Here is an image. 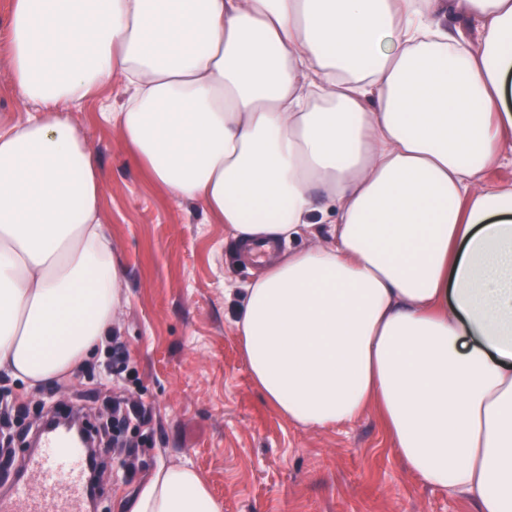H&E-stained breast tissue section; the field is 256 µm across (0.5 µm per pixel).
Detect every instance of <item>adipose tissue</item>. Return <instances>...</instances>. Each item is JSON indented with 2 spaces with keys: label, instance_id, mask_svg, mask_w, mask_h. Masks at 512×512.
<instances>
[{
  "label": "adipose tissue",
  "instance_id": "adipose-tissue-1",
  "mask_svg": "<svg viewBox=\"0 0 512 512\" xmlns=\"http://www.w3.org/2000/svg\"><path fill=\"white\" fill-rule=\"evenodd\" d=\"M460 18L449 27V15ZM0 122V370L63 380L123 306L104 112L169 196L272 257L234 288L254 384L322 429L376 407L435 490L512 512V0H14ZM159 467L131 512H223ZM11 4L12 0H0V120L19 122L25 118L30 107L12 89L8 38Z\"/></svg>",
  "mask_w": 512,
  "mask_h": 512
}]
</instances>
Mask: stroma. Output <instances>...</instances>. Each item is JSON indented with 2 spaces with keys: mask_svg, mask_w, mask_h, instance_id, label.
I'll return each mask as SVG.
<instances>
[{
  "mask_svg": "<svg viewBox=\"0 0 512 512\" xmlns=\"http://www.w3.org/2000/svg\"><path fill=\"white\" fill-rule=\"evenodd\" d=\"M11 4L0 0V120L18 122L28 106L12 89ZM122 101L115 81L69 113L104 184L102 222L126 294L115 329L138 371L134 396L154 409L152 424L135 433L144 442L136 479L125 483L117 460L107 459L99 512H127L156 468L171 464L201 473L224 512H476L468 495L440 493L407 468L375 408L309 429L264 399L235 335V302L224 296L258 267L201 204L174 200L150 181L101 116L103 105ZM106 394L79 371L38 390L0 372V400L30 409L14 424L15 441L0 437V451L18 464L28 457L18 437L34 430L44 403L82 408L99 427Z\"/></svg>",
  "mask_w": 512,
  "mask_h": 512,
  "instance_id": "obj_1",
  "label": "stroma"
}]
</instances>
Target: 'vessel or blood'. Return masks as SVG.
Instances as JSON below:
<instances>
[{"label": "vessel or blood", "instance_id": "vessel-or-blood-1", "mask_svg": "<svg viewBox=\"0 0 512 512\" xmlns=\"http://www.w3.org/2000/svg\"><path fill=\"white\" fill-rule=\"evenodd\" d=\"M85 453L61 436H42L24 476L0 496V512H85Z\"/></svg>", "mask_w": 512, "mask_h": 512}]
</instances>
